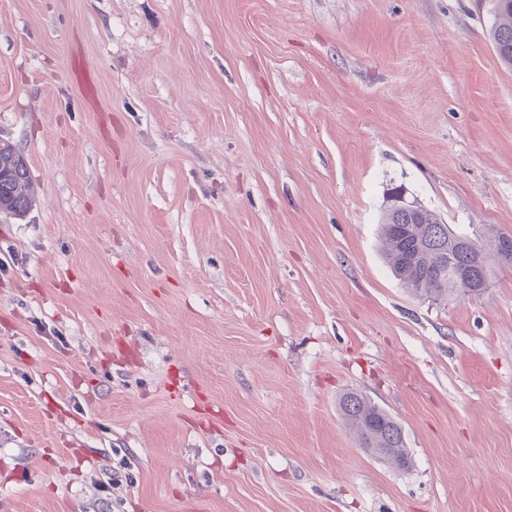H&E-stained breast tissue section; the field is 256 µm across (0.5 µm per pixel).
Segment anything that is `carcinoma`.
<instances>
[{
	"mask_svg": "<svg viewBox=\"0 0 512 512\" xmlns=\"http://www.w3.org/2000/svg\"><path fill=\"white\" fill-rule=\"evenodd\" d=\"M491 40L501 63L512 67V0H502L501 6L495 9ZM0 170L6 173L0 179V211L14 216L25 214L33 202L28 167L23 154L9 143H0ZM435 218L437 215L427 209L424 222L408 225L403 212L384 206L381 250L404 288L416 296L441 301L461 296L468 288L466 280L459 275L464 266L476 262L490 270V258L502 234L489 225L484 227L479 234L481 255L478 256L457 247L448 248V243L459 234L447 224L435 223ZM482 292L481 288L470 289V295L475 297ZM339 410L361 447L382 449L381 459L393 467H411L412 456L402 427L386 411L356 392L343 394Z\"/></svg>",
	"mask_w": 512,
	"mask_h": 512,
	"instance_id": "carcinoma-1",
	"label": "carcinoma"
}]
</instances>
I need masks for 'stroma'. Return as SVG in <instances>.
Instances as JSON below:
<instances>
[{
  "instance_id": "stroma-1",
  "label": "stroma",
  "mask_w": 512,
  "mask_h": 512,
  "mask_svg": "<svg viewBox=\"0 0 512 512\" xmlns=\"http://www.w3.org/2000/svg\"><path fill=\"white\" fill-rule=\"evenodd\" d=\"M493 4L0 0V512H512V267L439 303L379 250L395 186L512 235ZM0 211L22 216L32 207L29 194V172L23 154L9 143H0ZM340 413L356 434L361 448H383V459L392 467L409 469L412 456L406 446L401 425L367 397L356 392L343 394Z\"/></svg>"
}]
</instances>
